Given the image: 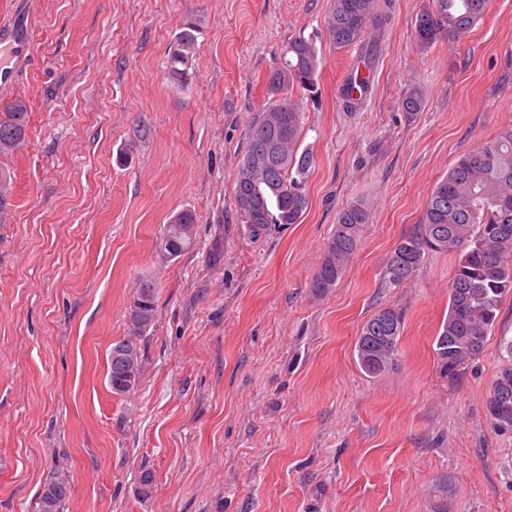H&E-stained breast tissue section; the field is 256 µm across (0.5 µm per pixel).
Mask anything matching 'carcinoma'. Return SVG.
I'll use <instances>...</instances> for the list:
<instances>
[{"label": "carcinoma", "instance_id": "carcinoma-1", "mask_svg": "<svg viewBox=\"0 0 512 512\" xmlns=\"http://www.w3.org/2000/svg\"><path fill=\"white\" fill-rule=\"evenodd\" d=\"M489 0H425L414 21V42L426 52L440 41L468 33L488 10ZM392 0H331L324 19L329 44L338 50L356 48L369 59L379 45L376 34L391 21ZM197 52L196 26L189 22L166 58V69L176 88L192 79ZM321 57L312 39L288 40L279 62L266 76V100L253 114L247 129L245 150L234 178L238 219L249 235L261 239L272 228L297 224L308 208L304 176L313 162L309 150H299L303 130V100L317 101ZM368 85L364 77L349 78L342 92L345 107L358 109ZM427 103L423 87L413 86L400 102L405 119L413 121ZM29 106L16 98L0 110V157H11L28 140ZM14 180L0 169V212L13 206ZM370 221L365 204H347L336 218L322 262L310 288L324 294L336 287L355 253ZM195 216L188 210L173 214L160 229L156 250L162 258L175 259L194 246ZM456 255L449 284L448 315L435 338L440 373L451 382L462 381L484 349L492 332L502 298L512 293V125L494 139L458 157L439 178L428 196L422 218L411 235L395 246L383 274L387 288L409 280L425 255ZM158 286L150 278L140 280L127 314L128 336L112 343L108 375L120 383L142 375V354L135 360L125 350L140 349L139 339L155 325ZM404 316L391 305L380 309L362 327L356 342L360 369L379 378L392 369L399 353ZM493 431L512 433V360L500 368L486 400ZM58 492L59 504L71 494L69 475L50 472L42 490ZM452 479L440 476L425 499V512H450Z\"/></svg>", "mask_w": 512, "mask_h": 512}]
</instances>
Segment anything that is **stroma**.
Listing matches in <instances>:
<instances>
[{"mask_svg":"<svg viewBox=\"0 0 512 512\" xmlns=\"http://www.w3.org/2000/svg\"><path fill=\"white\" fill-rule=\"evenodd\" d=\"M422 4L393 0L369 91L349 112L339 89L361 59L330 46V0H0V26L34 30L0 83V105L21 97L30 112L26 145L4 162L15 205L0 215V512H34L61 467L63 512H423L442 475L454 512H512V435L486 415L512 294L453 383L433 342L454 256L382 285L437 179L512 124V0H490L470 32L424 54L412 34ZM190 20L198 51L180 89L165 59ZM298 34L322 58L321 98L303 103L309 205L255 240L234 174L266 75ZM412 84L427 105L410 123L400 101ZM355 200L371 221L336 287L317 294L337 214ZM184 209L196 244L168 262L155 240ZM145 276L158 317L140 340L141 381L119 397L107 359ZM392 304L405 312L399 355L371 378L356 341ZM47 489H54L58 492L59 496V511H61V508L63 509V504L68 500L70 494H71V484L69 481V475L67 472H65L63 469H56L50 472L47 477L45 478V481L43 483V486L41 488V491L38 495L39 501L37 502V506L35 508V511L42 512V502L41 498L45 490Z\"/></svg>","mask_w":512,"mask_h":512,"instance_id":"35a3bbf8","label":"stroma"}]
</instances>
